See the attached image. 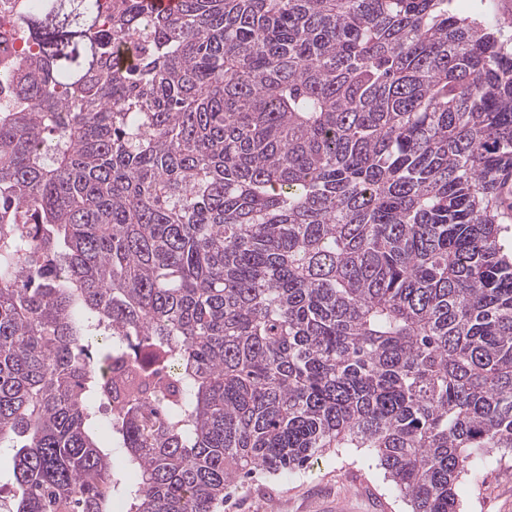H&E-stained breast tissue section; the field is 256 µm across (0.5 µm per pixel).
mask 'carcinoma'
<instances>
[{"instance_id":"cac0c4a2","label":"carcinoma","mask_w":512,"mask_h":512,"mask_svg":"<svg viewBox=\"0 0 512 512\" xmlns=\"http://www.w3.org/2000/svg\"><path fill=\"white\" fill-rule=\"evenodd\" d=\"M177 2L13 0L0 512H216L331 448L458 512L512 452V41L449 0Z\"/></svg>"}]
</instances>
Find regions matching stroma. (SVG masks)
I'll list each match as a JSON object with an SVG mask.
<instances>
[{
	"label": "stroma",
	"mask_w": 512,
	"mask_h": 512,
	"mask_svg": "<svg viewBox=\"0 0 512 512\" xmlns=\"http://www.w3.org/2000/svg\"><path fill=\"white\" fill-rule=\"evenodd\" d=\"M460 512H512V453L457 488ZM218 512H409L366 448H334L291 475L260 473L225 496Z\"/></svg>",
	"instance_id": "1"
}]
</instances>
